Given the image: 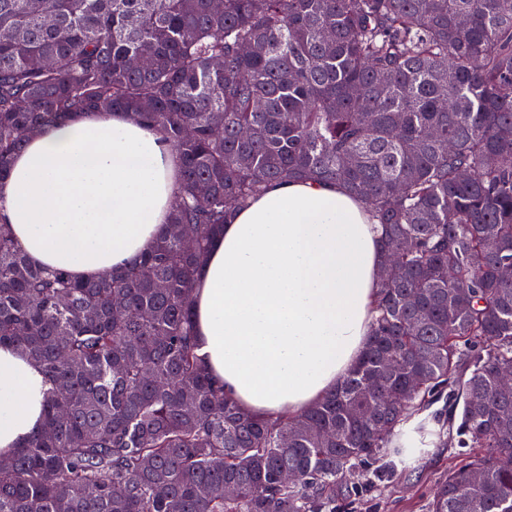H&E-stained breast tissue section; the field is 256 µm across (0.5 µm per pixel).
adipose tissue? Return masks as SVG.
Listing matches in <instances>:
<instances>
[{
	"label": "adipose tissue",
	"instance_id": "adipose-tissue-1",
	"mask_svg": "<svg viewBox=\"0 0 512 512\" xmlns=\"http://www.w3.org/2000/svg\"><path fill=\"white\" fill-rule=\"evenodd\" d=\"M178 158L125 112H80L33 135L0 179V223L35 264L76 278L128 265L167 230ZM383 264L364 204L331 183L283 181L233 213L195 281L200 349L245 412L292 417L364 352ZM38 366L0 348V457L41 427Z\"/></svg>",
	"mask_w": 512,
	"mask_h": 512
}]
</instances>
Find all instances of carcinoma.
<instances>
[{
	"label": "carcinoma",
	"mask_w": 512,
	"mask_h": 512,
	"mask_svg": "<svg viewBox=\"0 0 512 512\" xmlns=\"http://www.w3.org/2000/svg\"><path fill=\"white\" fill-rule=\"evenodd\" d=\"M115 111L180 156L169 231L75 281L0 229V348L49 384L0 512H334L415 418L477 449L428 512H512V0H0V177L45 125ZM286 180L359 197L389 276L336 390L258 419L210 375L192 297L215 233Z\"/></svg>",
	"instance_id": "1"
}]
</instances>
